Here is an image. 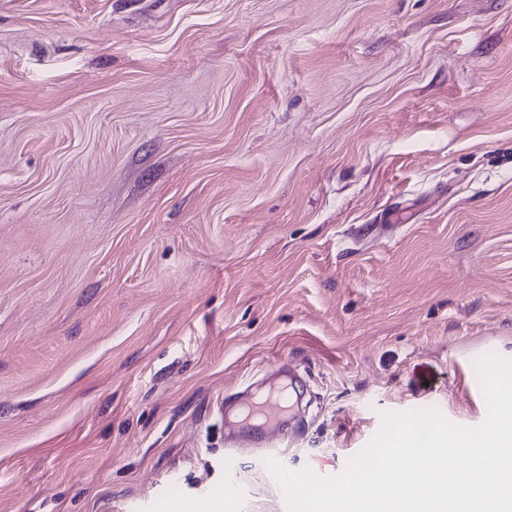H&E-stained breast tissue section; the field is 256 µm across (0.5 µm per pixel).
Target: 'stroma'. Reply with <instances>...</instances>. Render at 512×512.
<instances>
[{
	"label": "stroma",
	"instance_id": "35a3bbf8",
	"mask_svg": "<svg viewBox=\"0 0 512 512\" xmlns=\"http://www.w3.org/2000/svg\"><path fill=\"white\" fill-rule=\"evenodd\" d=\"M489 352L512 0H0V512H288ZM287 410L288 405L286 401L280 396L272 395L252 408L247 418L259 420L265 426L267 433H272L276 424Z\"/></svg>",
	"mask_w": 512,
	"mask_h": 512
}]
</instances>
